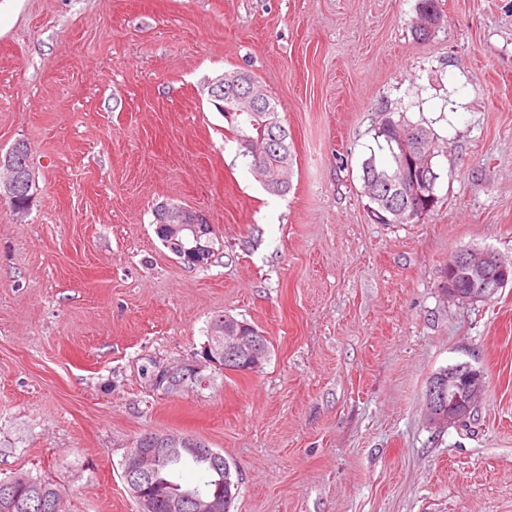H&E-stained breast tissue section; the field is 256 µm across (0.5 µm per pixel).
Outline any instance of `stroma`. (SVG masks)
<instances>
[{
	"instance_id": "stroma-1",
	"label": "stroma",
	"mask_w": 512,
	"mask_h": 512,
	"mask_svg": "<svg viewBox=\"0 0 512 512\" xmlns=\"http://www.w3.org/2000/svg\"><path fill=\"white\" fill-rule=\"evenodd\" d=\"M0 0V152L31 148L24 217L0 204V478L61 486L68 512H138L122 460L184 434L241 471L235 512H512V287L448 301L450 255L512 259V0ZM252 74L293 143L268 193L210 104ZM384 112L431 127L433 214L377 224L361 165ZM207 215L211 263L154 232ZM258 327L257 374L145 387L218 315ZM485 374L467 425L427 417L430 377ZM419 2V7L417 8V22L414 32L418 39L425 40L428 39L437 28H439L442 15L438 10L436 0H419ZM427 14L430 15L431 20L437 19L439 22L438 25L429 22L430 26L428 28H423L422 23L424 21V16Z\"/></svg>"
}]
</instances>
